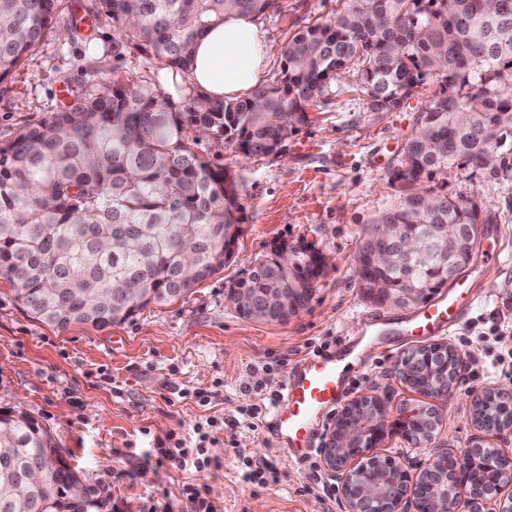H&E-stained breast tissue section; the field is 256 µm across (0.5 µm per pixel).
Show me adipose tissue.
<instances>
[{
  "mask_svg": "<svg viewBox=\"0 0 512 512\" xmlns=\"http://www.w3.org/2000/svg\"><path fill=\"white\" fill-rule=\"evenodd\" d=\"M264 60L251 17L233 15L198 39L192 80L212 98H230L254 85Z\"/></svg>",
  "mask_w": 512,
  "mask_h": 512,
  "instance_id": "ef3b65f1",
  "label": "adipose tissue"
}]
</instances>
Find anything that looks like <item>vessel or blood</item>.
I'll return each instance as SVG.
<instances>
[{
	"label": "vessel or blood",
	"instance_id": "b4317fda",
	"mask_svg": "<svg viewBox=\"0 0 512 512\" xmlns=\"http://www.w3.org/2000/svg\"><path fill=\"white\" fill-rule=\"evenodd\" d=\"M467 307L465 295L451 291L402 320L368 317L340 353L299 361L288 375L272 414L278 451L294 462L313 451L321 415L340 403L348 391L342 362L361 364L378 343L396 347L450 334Z\"/></svg>",
	"mask_w": 512,
	"mask_h": 512
}]
</instances>
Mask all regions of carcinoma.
<instances>
[{"label":"carcinoma","mask_w":512,"mask_h":512,"mask_svg":"<svg viewBox=\"0 0 512 512\" xmlns=\"http://www.w3.org/2000/svg\"><path fill=\"white\" fill-rule=\"evenodd\" d=\"M274 0H100L95 17L112 21L116 39L147 58L188 73L198 37L232 13L258 18ZM59 0H0V83L53 29ZM372 112L396 109L427 77L438 95L419 112L391 181L399 205L375 219L407 237L430 224H489L464 195L444 192L441 175L461 161L494 164L512 144V0H347L336 17L299 31L283 51L277 77L248 93L217 100L189 92L182 106L146 80H99L66 108L24 121L0 141V275L34 319L60 330L81 323L102 330L150 306L192 293L224 269L243 211L230 172L195 150L199 135L231 144L245 157L281 153L309 121L308 107L351 67ZM440 181H435V177ZM196 251L194 283L185 278ZM448 241L417 263L377 267L363 261L360 287L375 302L401 288L425 297L448 284ZM280 252L257 263L235 287L261 301L269 288H299L311 277ZM401 383L427 394L426 376L409 366ZM473 421L499 428L503 416L471 404ZM433 422L412 425L431 438ZM0 512H104L103 485L48 468L27 496L13 472L63 457L55 438L30 415L0 411Z\"/></svg>","instance_id":"cac0c4a2"}]
</instances>
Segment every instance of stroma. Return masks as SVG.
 Segmentation results:
<instances>
[{
  "instance_id": "35a3bbf8",
  "label": "stroma",
  "mask_w": 512,
  "mask_h": 512,
  "mask_svg": "<svg viewBox=\"0 0 512 512\" xmlns=\"http://www.w3.org/2000/svg\"><path fill=\"white\" fill-rule=\"evenodd\" d=\"M95 0H62L56 33L0 83V141L27 119L51 115L65 102L60 87L85 93L93 76L149 79L175 101L186 100L191 78L173 75L132 46L116 47L108 21L79 33L66 24ZM342 0H275L255 24L266 46L262 81L280 71L289 38L334 18ZM430 77L399 109L372 112L349 71L308 109L309 121L278 156L242 157L232 146L201 138L197 152L231 171L245 221L232 260L189 297L147 308L134 320L97 330H60L36 321L0 277V411L30 414L53 434L65 458L88 480L110 486V512H193L187 486L198 487L216 512H348L336 475L321 455L288 463L267 425L250 430L232 422L247 402L250 371L269 389L307 356L330 352L355 336L371 312L402 318L406 309L377 305L362 293L355 257L374 217L394 206L400 191L391 172L421 108L439 91ZM448 194L477 199L496 221L481 227L473 260L459 278L478 299L444 343L475 354L473 371L452 400L437 401L404 387L395 372L403 348L380 349L367 368L348 373L349 398L374 393L392 410L434 409L443 429L416 447L393 437L376 449L410 471L438 454L463 455L479 431L470 420L474 391L512 384L498 368L512 348V152L490 166L449 168ZM307 243L331 256L309 305L282 322L242 318L227 300L231 285L279 245ZM209 405H201L200 396ZM219 422L208 444L211 464L198 471L157 462L158 449L195 446V426ZM266 456L279 470L265 486L243 478L244 457Z\"/></svg>"
}]
</instances>
